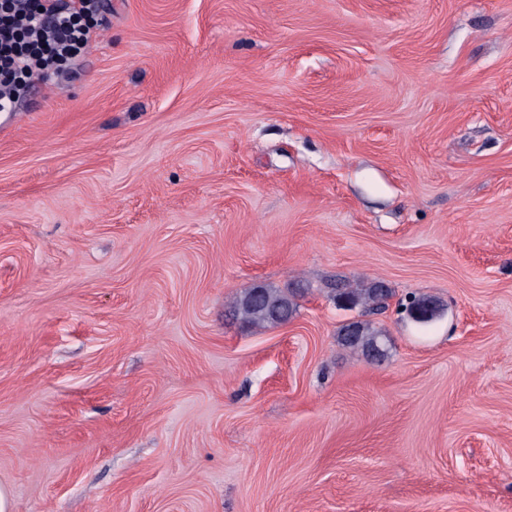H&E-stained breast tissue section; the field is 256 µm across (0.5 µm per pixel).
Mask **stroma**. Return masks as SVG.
<instances>
[{
	"label": "stroma",
	"mask_w": 512,
	"mask_h": 512,
	"mask_svg": "<svg viewBox=\"0 0 512 512\" xmlns=\"http://www.w3.org/2000/svg\"><path fill=\"white\" fill-rule=\"evenodd\" d=\"M93 29L0 112L12 512H512V0H102ZM339 275L394 289L382 361L338 345ZM258 283L295 317L236 320ZM439 311V302L430 296H416L409 303V314L417 323L431 322L438 315Z\"/></svg>",
	"instance_id": "1"
}]
</instances>
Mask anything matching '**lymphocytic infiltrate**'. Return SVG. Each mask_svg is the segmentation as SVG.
Segmentation results:
<instances>
[{
    "label": "lymphocytic infiltrate",
    "mask_w": 512,
    "mask_h": 512,
    "mask_svg": "<svg viewBox=\"0 0 512 512\" xmlns=\"http://www.w3.org/2000/svg\"><path fill=\"white\" fill-rule=\"evenodd\" d=\"M96 9L97 0H0V112L15 111L47 74L72 77Z\"/></svg>",
    "instance_id": "obj_1"
}]
</instances>
